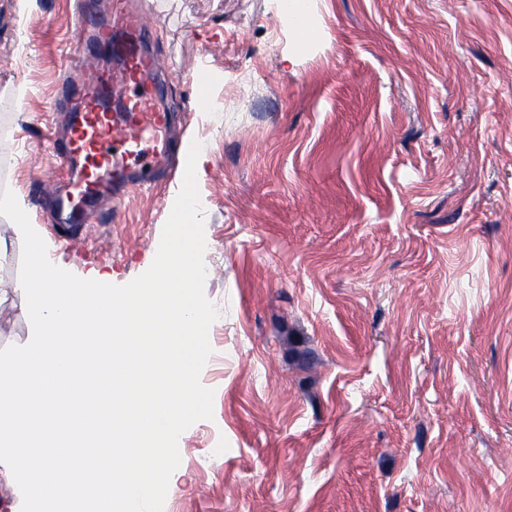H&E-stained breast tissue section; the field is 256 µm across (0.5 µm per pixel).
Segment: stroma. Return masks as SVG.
I'll return each instance as SVG.
<instances>
[{"label": "stroma", "instance_id": "obj_1", "mask_svg": "<svg viewBox=\"0 0 512 512\" xmlns=\"http://www.w3.org/2000/svg\"><path fill=\"white\" fill-rule=\"evenodd\" d=\"M181 115L160 186L58 242L69 0H0V188L124 285L205 149L219 316L163 512H512V0H139ZM206 77L197 89L196 77ZM0 349L33 336L0 216Z\"/></svg>", "mask_w": 512, "mask_h": 512}]
</instances>
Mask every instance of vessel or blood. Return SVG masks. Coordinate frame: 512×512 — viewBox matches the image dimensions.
Wrapping results in <instances>:
<instances>
[{
	"mask_svg": "<svg viewBox=\"0 0 512 512\" xmlns=\"http://www.w3.org/2000/svg\"><path fill=\"white\" fill-rule=\"evenodd\" d=\"M75 16L72 67L86 57L100 64L66 83L69 129L56 147L64 174L55 187L64 227L87 223L105 203L155 185L172 157L176 121L165 105L164 66L144 12L131 0H79Z\"/></svg>",
	"mask_w": 512,
	"mask_h": 512,
	"instance_id": "1",
	"label": "vessel or blood"
}]
</instances>
